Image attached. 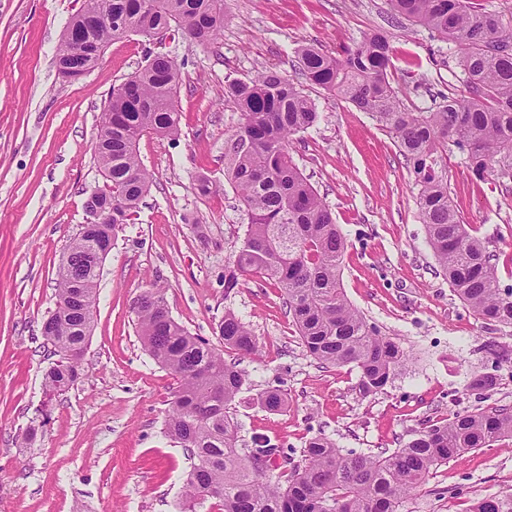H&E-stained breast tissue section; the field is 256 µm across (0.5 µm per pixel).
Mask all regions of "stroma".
<instances>
[{
    "label": "stroma",
    "mask_w": 512,
    "mask_h": 512,
    "mask_svg": "<svg viewBox=\"0 0 512 512\" xmlns=\"http://www.w3.org/2000/svg\"><path fill=\"white\" fill-rule=\"evenodd\" d=\"M81 4L0 0V512H179L191 461L164 432L177 381L144 351L134 311L153 283L164 288L172 317L212 345L225 310L252 330L258 355L226 356L246 373L234 402L242 447L268 442L299 452L322 434L343 450L393 449L427 421L480 407L468 384L483 373L500 377L491 403L512 409V328L486 323L452 291L392 135L322 89H306L320 119L298 134L292 156L346 239V298L409 359L381 391L361 397L355 367L326 369L307 353L280 285L250 276L224 292V267L248 222L224 179V142L240 122L226 82L270 69L294 79L299 45L336 54L380 32L393 48L391 85L409 111L424 112L466 93L454 45L391 21L384 0H224L215 42L131 34L73 81L55 57ZM150 51L184 65L180 134L139 142L149 190L102 263L84 370L50 397L44 374L57 357L42 324L56 307L58 265L87 221L85 202L104 186L94 153L101 115L112 87ZM447 166L464 223L492 256L502 287H512V177L476 179L453 146ZM201 174L216 193L197 192ZM273 387L285 397L276 412L260 400ZM508 490L512 440H503L438 466L402 512H468L474 499Z\"/></svg>",
    "instance_id": "stroma-1"
}]
</instances>
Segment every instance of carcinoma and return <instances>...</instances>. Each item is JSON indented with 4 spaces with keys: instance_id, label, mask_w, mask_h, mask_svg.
Here are the masks:
<instances>
[{
    "instance_id": "obj_1",
    "label": "carcinoma",
    "mask_w": 512,
    "mask_h": 512,
    "mask_svg": "<svg viewBox=\"0 0 512 512\" xmlns=\"http://www.w3.org/2000/svg\"><path fill=\"white\" fill-rule=\"evenodd\" d=\"M110 2L112 24L99 15ZM390 17L421 25L458 49L466 95L436 109L409 112L388 80L391 47L386 35L369 34L339 57L311 45L297 49L299 75L369 113L395 139L418 187L417 207L427 243L448 284L482 320L512 327V288H503L480 239L468 231L448 188V145L465 152L482 179L496 157L512 176V24L473 6L471 0H386ZM84 46L61 41V75L89 70L111 41L129 33L160 37L171 28L200 42L224 28V0H82L73 17ZM181 64L167 53H148L147 63L112 88L102 114L96 154L106 189L92 193L86 210L112 203V236L128 223L147 192L150 173L137 147L146 135L179 134L177 90ZM241 121L224 144V177L245 207L248 224L224 272V293L242 277L261 276L282 285L286 305L307 352L325 367L354 365L357 389L381 390L404 360L391 338L345 298L341 266L346 241L326 202L293 161V137L319 120L313 100L294 80L268 70L231 82L225 91ZM91 239L80 231L57 273L56 309L46 337L59 360L46 372V391L56 394L79 378L94 325L100 267ZM139 335L149 357L179 380L166 427L194 460L182 490L183 512L215 500L220 512H401L404 499L431 471L456 456L512 439V410L486 406L429 421L394 449L377 454L342 452L320 434L308 439L302 462L274 473L267 459H288L290 448L240 447V425L231 406L245 372L224 352L251 355L256 338L232 310L218 333L224 348L191 335L171 315L164 289L154 285L135 303ZM495 374L474 376L468 388L489 399ZM471 512H512V492L478 500Z\"/></svg>"
}]
</instances>
